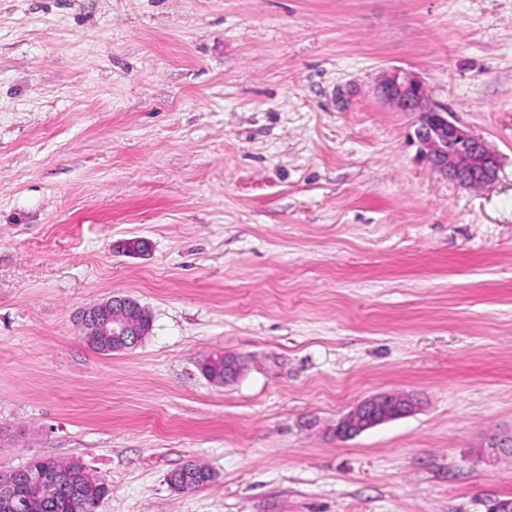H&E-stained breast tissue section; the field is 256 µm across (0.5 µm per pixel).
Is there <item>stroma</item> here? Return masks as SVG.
<instances>
[{
    "instance_id": "stroma-1",
    "label": "stroma",
    "mask_w": 512,
    "mask_h": 512,
    "mask_svg": "<svg viewBox=\"0 0 512 512\" xmlns=\"http://www.w3.org/2000/svg\"><path fill=\"white\" fill-rule=\"evenodd\" d=\"M395 68L491 184L420 159ZM115 294L152 327L104 355ZM382 392L420 407L332 435ZM510 435L512 0H0V472L80 461L96 512H487ZM424 85L410 72L397 69L385 75L380 85L382 97L402 112H416V93ZM138 307L134 298L113 295L107 301L85 310L82 321L88 329V336H84V341L105 355L136 347L137 340L133 336H143L138 333V323L142 329H146V335L151 330L150 315L142 306L135 312L134 318L138 323L126 313ZM200 368L210 380L224 382V385H226L236 381L241 376L245 369V363L239 354L224 351L223 356L216 355L205 359ZM213 479L214 475L209 470L195 464H187L174 470L168 477L170 486L179 492L196 490Z\"/></svg>"
}]
</instances>
